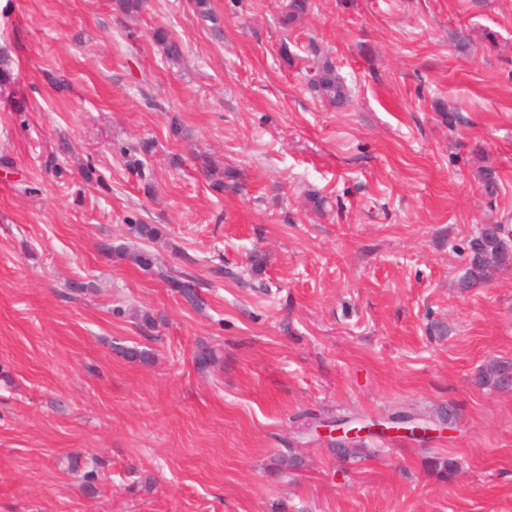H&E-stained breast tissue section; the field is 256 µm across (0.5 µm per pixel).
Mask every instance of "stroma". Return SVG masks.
<instances>
[{"label":"stroma","mask_w":512,"mask_h":512,"mask_svg":"<svg viewBox=\"0 0 512 512\" xmlns=\"http://www.w3.org/2000/svg\"><path fill=\"white\" fill-rule=\"evenodd\" d=\"M287 3L211 0L215 28L191 0H0V512H512V388L475 381L512 361V270L457 286L477 228L512 225V0H312L285 30ZM313 40L342 108L307 89ZM448 406L450 437L356 463L307 427ZM153 37L168 61L172 63L181 61L183 54L182 44L173 35L163 28H158L155 30ZM100 252L104 254H118L125 256L142 268H151L155 262V257L146 250H128L125 248L117 249L112 243L103 241L98 245ZM168 284L174 292L178 293L181 298L195 308H202L205 304L199 291L198 281L194 277L186 276L185 278L172 279ZM512 369V363L501 360H491L481 367L477 373L476 382L480 386L501 388L502 374L506 369Z\"/></svg>","instance_id":"1"}]
</instances>
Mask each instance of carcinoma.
Returning <instances> with one entry per match:
<instances>
[{
  "label": "carcinoma",
  "instance_id": "carcinoma-1",
  "mask_svg": "<svg viewBox=\"0 0 512 512\" xmlns=\"http://www.w3.org/2000/svg\"><path fill=\"white\" fill-rule=\"evenodd\" d=\"M310 7V0H288L281 24L286 27L295 24L310 12ZM153 37L168 61H181L182 44L173 35L159 28L155 30ZM310 57L306 68L308 87L321 100L333 106L341 105L348 98V87L344 78L337 73L329 55L323 53L315 44L310 46ZM150 151L151 145L145 141L126 148L124 155L127 158V165L136 172H141L142 156ZM477 178L483 194L491 200L494 199L500 188L497 169L489 164L483 165L477 170ZM98 249L104 254L124 256L142 268H150L155 262V257L146 250L118 249L107 241L101 242ZM511 268L512 246L508 245L505 237L501 235V227L497 224H484L469 240L466 270L459 281V287L469 289L480 286L489 281L494 273ZM169 287L196 308H201L205 304L198 281L191 276L172 279L169 281ZM508 368L512 369L511 362L491 360L478 371L476 382L480 386L500 388L502 374Z\"/></svg>",
  "mask_w": 512,
  "mask_h": 512
}]
</instances>
